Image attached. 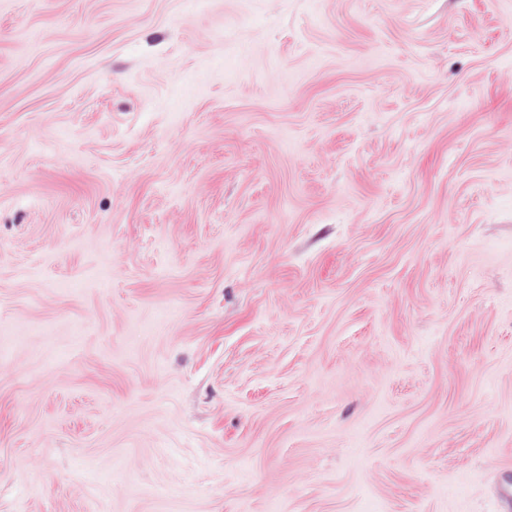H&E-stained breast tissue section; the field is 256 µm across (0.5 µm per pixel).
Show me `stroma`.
I'll return each instance as SVG.
<instances>
[{
  "label": "stroma",
  "instance_id": "stroma-1",
  "mask_svg": "<svg viewBox=\"0 0 512 512\" xmlns=\"http://www.w3.org/2000/svg\"><path fill=\"white\" fill-rule=\"evenodd\" d=\"M0 512H512V0H0Z\"/></svg>",
  "mask_w": 512,
  "mask_h": 512
}]
</instances>
